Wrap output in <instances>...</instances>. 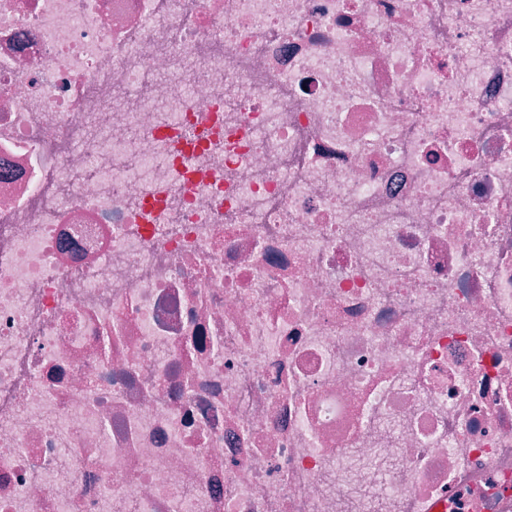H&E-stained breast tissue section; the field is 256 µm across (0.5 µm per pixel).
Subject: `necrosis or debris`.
Returning a JSON list of instances; mask_svg holds the SVG:
<instances>
[{
	"label": "necrosis or debris",
	"instance_id": "necrosis-or-debris-1",
	"mask_svg": "<svg viewBox=\"0 0 512 512\" xmlns=\"http://www.w3.org/2000/svg\"><path fill=\"white\" fill-rule=\"evenodd\" d=\"M512 512V0H0V512Z\"/></svg>",
	"mask_w": 512,
	"mask_h": 512
}]
</instances>
